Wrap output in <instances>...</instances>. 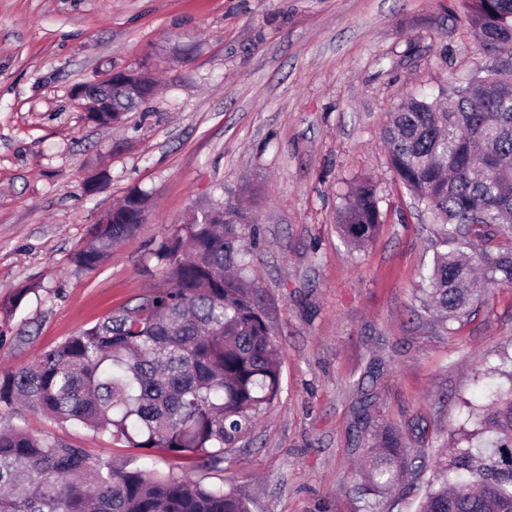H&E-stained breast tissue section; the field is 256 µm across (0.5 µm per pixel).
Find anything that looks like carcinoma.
Masks as SVG:
<instances>
[{"instance_id": "1", "label": "carcinoma", "mask_w": 512, "mask_h": 512, "mask_svg": "<svg viewBox=\"0 0 512 512\" xmlns=\"http://www.w3.org/2000/svg\"><path fill=\"white\" fill-rule=\"evenodd\" d=\"M466 23L492 58L486 75L455 85L444 107L410 97L388 121L384 139L393 172L428 214L441 245L423 275L424 304L457 333L483 301L480 272L492 288H512V0H464ZM138 78L131 97L125 84ZM148 70L112 76V112L137 109L153 95ZM371 183L355 185L339 217L346 241L368 243L380 224ZM498 227L507 243L465 252ZM141 224L130 217L93 225L72 257L93 270ZM258 225L246 210L203 205L153 249L165 281L133 306L66 339L33 364L0 375V405H24L142 453L121 464L91 460L82 449L26 430L0 432V512H251L222 485L205 487L189 471L219 469L224 454L253 427L281 384L280 361L252 277L245 237ZM480 400L466 423L433 455L411 450L399 428L370 426L369 398L356 424L368 434L359 472L369 490L402 494L428 471L418 512H512V356L481 369ZM185 465L181 475L149 469L154 451Z\"/></svg>"}]
</instances>
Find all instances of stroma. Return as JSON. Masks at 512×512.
I'll use <instances>...</instances> for the list:
<instances>
[{
    "label": "stroma",
    "instance_id": "obj_1",
    "mask_svg": "<svg viewBox=\"0 0 512 512\" xmlns=\"http://www.w3.org/2000/svg\"><path fill=\"white\" fill-rule=\"evenodd\" d=\"M461 0H0V373L148 294L151 252L198 205L251 194L261 307L281 363L277 399L202 485L252 512H369L355 476L354 408L426 426L438 447L463 422L478 369L512 352V288H495L455 335L418 292L433 226L389 168L383 129L400 100L488 64ZM153 70L155 96L100 126L72 93L110 71ZM372 179L381 224L349 246L339 212ZM152 217L97 269L71 257L131 191ZM23 429L122 460L129 448L24 406Z\"/></svg>",
    "mask_w": 512,
    "mask_h": 512
}]
</instances>
